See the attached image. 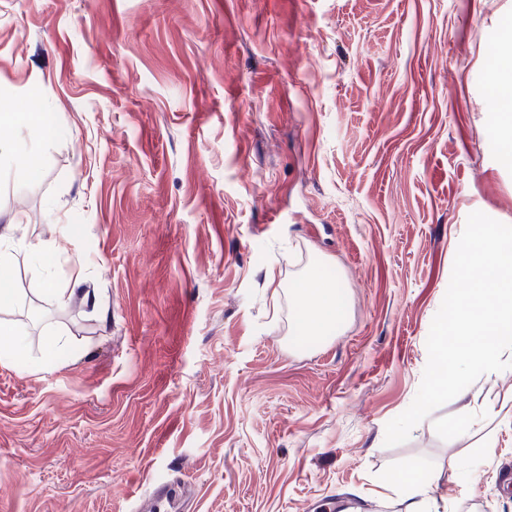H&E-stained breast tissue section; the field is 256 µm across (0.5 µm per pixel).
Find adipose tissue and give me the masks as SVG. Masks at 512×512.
Instances as JSON below:
<instances>
[{
	"label": "adipose tissue",
	"instance_id": "1",
	"mask_svg": "<svg viewBox=\"0 0 512 512\" xmlns=\"http://www.w3.org/2000/svg\"><path fill=\"white\" fill-rule=\"evenodd\" d=\"M26 126L30 133L40 139L48 138L52 128L41 112L0 113V163L5 162L20 168L33 166L35 159L25 140L9 136V129ZM25 222L23 213H14L4 227L0 228V310L11 307L16 291L11 287V273L16 261L15 239ZM298 321L313 336L334 334L341 318L338 289L328 280L303 277L295 294ZM393 486L406 491L404 512H439L433 495L431 475L410 470L394 471L389 477Z\"/></svg>",
	"mask_w": 512,
	"mask_h": 512
}]
</instances>
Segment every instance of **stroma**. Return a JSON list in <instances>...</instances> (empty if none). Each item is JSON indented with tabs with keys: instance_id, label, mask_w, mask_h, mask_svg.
<instances>
[{
	"instance_id": "1",
	"label": "stroma",
	"mask_w": 512,
	"mask_h": 512,
	"mask_svg": "<svg viewBox=\"0 0 512 512\" xmlns=\"http://www.w3.org/2000/svg\"><path fill=\"white\" fill-rule=\"evenodd\" d=\"M512 0H0V109L31 90L38 171L0 165L15 303L45 311L0 364V512H402L397 469L452 512H512V369L400 445L470 213L512 224L492 50ZM84 267L79 311L42 291ZM332 273L336 334L295 319ZM74 347L45 366L44 334ZM181 488L169 483L155 485L151 496L141 504L140 511L170 512L180 496Z\"/></svg>"
}]
</instances>
